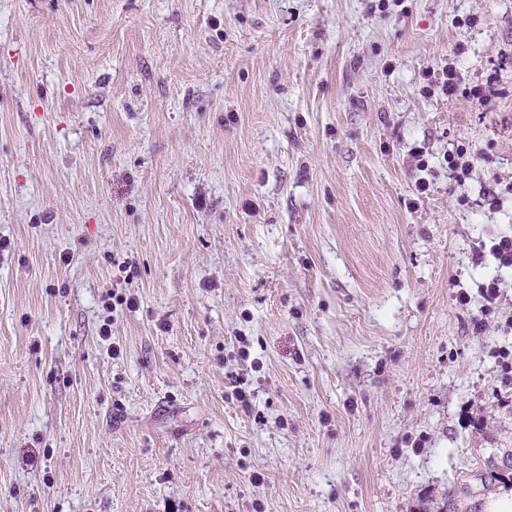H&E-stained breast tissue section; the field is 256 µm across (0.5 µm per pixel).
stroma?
Wrapping results in <instances>:
<instances>
[{"label":"stroma","instance_id":"35a3bbf8","mask_svg":"<svg viewBox=\"0 0 512 512\" xmlns=\"http://www.w3.org/2000/svg\"><path fill=\"white\" fill-rule=\"evenodd\" d=\"M510 233L512 0H0V512H444ZM487 249L488 253L495 260L498 268L512 269V235L496 236L489 241V244L484 242L473 255V259L476 263L482 260Z\"/></svg>","mask_w":512,"mask_h":512}]
</instances>
